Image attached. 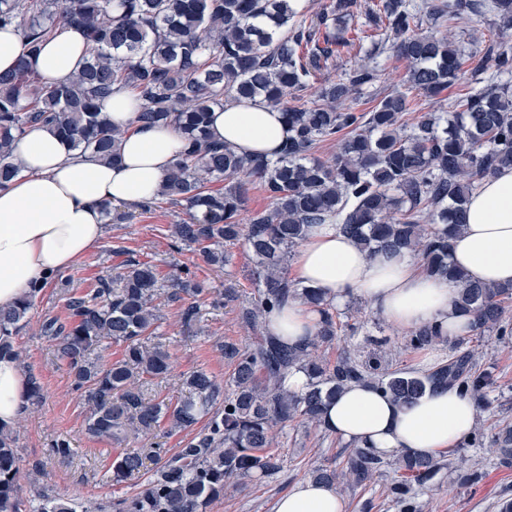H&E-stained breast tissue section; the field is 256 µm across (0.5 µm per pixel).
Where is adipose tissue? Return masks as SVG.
Returning <instances> with one entry per match:
<instances>
[{
  "label": "adipose tissue",
  "instance_id": "ef3b65f1",
  "mask_svg": "<svg viewBox=\"0 0 512 512\" xmlns=\"http://www.w3.org/2000/svg\"><path fill=\"white\" fill-rule=\"evenodd\" d=\"M87 48L80 29L60 23L30 64L48 85L68 82ZM133 97L113 92L103 103L125 131L116 165L79 153L68 141L35 128L16 144L24 170L0 188V306L29 295L50 274L75 267L106 232L101 206L139 204L157 197L183 146L173 127L135 123ZM212 139L245 155L274 156L288 136L280 112L262 99L214 112ZM452 260L478 283L512 284V169L480 181L466 205V223L453 240ZM296 281L323 290L333 304L366 299L388 323L402 330L441 324L449 336L464 332L467 317L453 305V282L421 272L415 260L362 251L335 225H314L293 260ZM318 316L300 301H289L267 319L268 330L288 345L301 346L315 334ZM26 377L21 364L0 358V425H14L26 412ZM327 428L343 441L381 456L434 455L454 447L475 426L473 400L453 387L427 391L400 405L376 388L350 384L324 410ZM274 512H345L333 486L310 479L280 496Z\"/></svg>",
  "mask_w": 512,
  "mask_h": 512
}]
</instances>
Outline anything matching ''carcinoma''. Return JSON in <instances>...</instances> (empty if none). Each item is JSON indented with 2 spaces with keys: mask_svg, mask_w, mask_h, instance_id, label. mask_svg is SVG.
<instances>
[{
  "mask_svg": "<svg viewBox=\"0 0 512 512\" xmlns=\"http://www.w3.org/2000/svg\"><path fill=\"white\" fill-rule=\"evenodd\" d=\"M361 10L371 34L349 25ZM488 15L498 35L483 48L475 39L467 47L456 44L438 30L447 21ZM60 20L84 31L88 57L59 86L41 82L24 58L0 73V186L22 171L13 146L35 126L117 163L122 131L101 102L116 88L130 90L136 122L173 126L183 136L182 152L159 194L185 210L172 236L220 268L229 262L230 248L245 242L256 294L241 314L249 329L260 332L250 346L219 343L233 365L231 378L223 384L204 368L188 372L184 395L173 404L147 398L145 384L173 368V353L156 336L163 306L181 303L184 330L202 331L200 306L184 303V297L203 292L189 269L163 277L152 264L125 263L89 292L70 294L65 317L44 318L40 334L54 343L89 409V437L120 443L132 429L164 424L172 432H190L203 424L165 461L159 447L119 452L112 459L113 480L140 474L148 460L155 463L151 479L113 505H92L96 512L112 506L116 512H206L228 482L279 472L282 460L273 451L279 430L294 421L323 428L325 401L350 383L370 384L401 403L436 385L486 402L491 375L474 367L470 352L422 374L392 369L376 353L363 359L344 350L327 359L321 348L344 332L357 335L363 323L349 322L323 291L290 280L286 257L313 225L334 218L363 250L413 258L428 275L457 283L454 305L469 316V342L490 332L512 335V285L470 283L450 261V241L476 184L512 167V0H329L313 16L301 13L296 0H0V29L18 26L30 54ZM386 45L405 63L407 90L393 91L363 111L360 99L387 69ZM353 50L361 59L305 98L309 79ZM467 64L474 87L455 112L430 110L404 121L414 111L410 92L436 97ZM257 97L288 125L275 156L243 155L211 141L212 112ZM323 142L336 144L330 161L314 156ZM252 179L261 182L270 204L245 218ZM219 181L224 190H212L210 184ZM290 298L319 316L314 337L302 347H288L265 331L267 316ZM32 307L31 297L0 307V356L22 359L14 339ZM113 344L123 354L109 362L104 352ZM446 344L448 336L436 323L412 331L407 340L413 350ZM294 368L308 376L300 393L284 386ZM494 444L503 458H512V428H501ZM388 466L405 472L389 487L399 512H421L418 491L448 463L410 454L390 461L355 445L344 469L321 465L310 475L328 485L359 487ZM20 474L17 435L0 426V512H21ZM42 477L37 466L26 472L36 512H76L41 486Z\"/></svg>",
  "mask_w": 512,
  "mask_h": 512,
  "instance_id": "obj_1",
  "label": "carcinoma"
}]
</instances>
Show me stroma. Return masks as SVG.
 <instances>
[{
    "label": "stroma",
    "instance_id": "stroma-1",
    "mask_svg": "<svg viewBox=\"0 0 512 512\" xmlns=\"http://www.w3.org/2000/svg\"><path fill=\"white\" fill-rule=\"evenodd\" d=\"M119 211L120 219L109 224L99 245L75 268L60 273L36 295L30 322L17 337L25 372L36 376L41 387L39 405L29 407L15 427L22 466L28 469L39 465L54 492L79 508L92 502H113L145 488L150 479L146 472L120 483L113 481L111 463L120 447L157 445L172 454L182 447L185 436L169 435L157 427L145 434L129 436L125 444L118 445L94 442L84 434L87 409L79 394L73 391L65 365L57 360L53 343L39 332L44 317L62 314L63 288L88 292L99 277L113 273L129 260L156 265L164 275L179 266L191 268L196 280L206 289L205 294L197 298L203 313L204 332L195 337L187 335L178 320L177 304L166 305V319L160 331L174 354L175 372L150 386L148 394L152 397L177 401L183 393L181 374L200 367L214 373L219 381H227L232 367L221 357L217 343L230 341L248 346L254 341L253 331L246 328L240 318L239 303L232 302L215 310L210 307L208 297L209 292L227 288L239 289L249 298L254 296L255 286L249 276L252 261L245 244L234 246L230 263L218 270L204 262L198 251L175 247L171 230L173 224L185 216L181 207L160 199L147 210L123 205ZM345 306L363 322L364 331L341 337L327 349L328 357H335L345 349L368 354L370 347L366 338L370 335L385 339L386 351L394 365L401 368L416 370L425 360L439 361L465 350L454 338L444 347L407 349V331L390 325L365 299L350 298ZM475 359L479 368L491 371L494 377L489 392L492 405L477 412V422L484 429L485 439L475 448H451L449 455L454 459H467L473 468L482 472L483 478L475 485L464 487L457 480L455 468L442 469L418 495L422 512H499L501 501L512 500V463H501L492 441L496 425H512V341L504 343L497 335H487L476 350ZM60 436L71 441L70 459H59L50 452L52 440ZM344 447V441L333 434L289 423L279 435L281 471L270 478L228 483L223 497L212 503L207 512H273L276 499L308 478L315 466H343ZM399 478V472L387 467L367 485L342 490L346 512H398L387 496V489Z\"/></svg>",
    "mask_w": 512,
    "mask_h": 512
}]
</instances>
